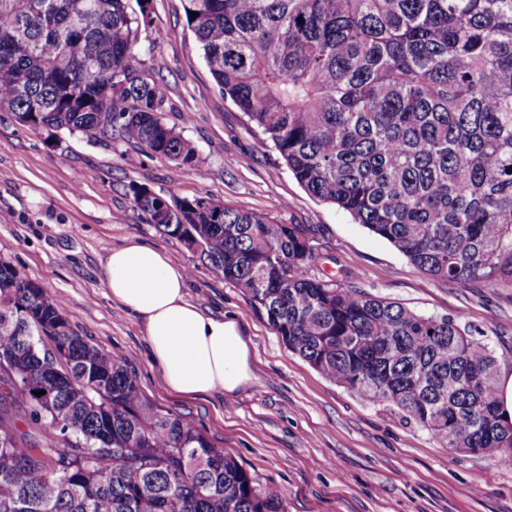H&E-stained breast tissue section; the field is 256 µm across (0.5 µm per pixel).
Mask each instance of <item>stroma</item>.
<instances>
[{"label": "stroma", "mask_w": 512, "mask_h": 512, "mask_svg": "<svg viewBox=\"0 0 512 512\" xmlns=\"http://www.w3.org/2000/svg\"><path fill=\"white\" fill-rule=\"evenodd\" d=\"M147 10V73L167 96L166 122L191 141L197 166L147 155L129 162L120 138L35 131L0 110V259L63 298L78 333L123 359L146 398L179 415L234 457L286 512H512V465L451 452L394 407L369 404L292 354L240 288L178 239L148 224L129 193L142 185L178 199L209 196L240 211L306 224L315 273L412 310L458 317L474 339L512 347V286L461 287L423 274L342 210L311 197L213 80L182 0H128ZM140 242L186 273L188 298L210 316H235L254 360L234 396L169 395L144 324L105 286L113 249Z\"/></svg>", "instance_id": "35a3bbf8"}]
</instances>
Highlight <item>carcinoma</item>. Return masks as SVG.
<instances>
[{
	"mask_svg": "<svg viewBox=\"0 0 512 512\" xmlns=\"http://www.w3.org/2000/svg\"><path fill=\"white\" fill-rule=\"evenodd\" d=\"M224 96L297 182L439 280L512 283V0H183ZM198 16H193V13ZM127 0H0V109L193 165ZM148 223L244 292L289 351L457 452L512 461L496 349L311 273L306 226L130 187ZM45 391L39 396L37 392ZM0 512H285L151 407L126 364L0 260Z\"/></svg>",
	"mask_w": 512,
	"mask_h": 512,
	"instance_id": "carcinoma-1",
	"label": "carcinoma"
}]
</instances>
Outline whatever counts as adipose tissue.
<instances>
[{"mask_svg": "<svg viewBox=\"0 0 512 512\" xmlns=\"http://www.w3.org/2000/svg\"><path fill=\"white\" fill-rule=\"evenodd\" d=\"M105 286L146 325L150 350L169 394H233L253 379L250 348L232 317H210L186 299V276L158 248L132 243L113 250Z\"/></svg>", "mask_w": 512, "mask_h": 512, "instance_id": "obj_1", "label": "adipose tissue"}]
</instances>
